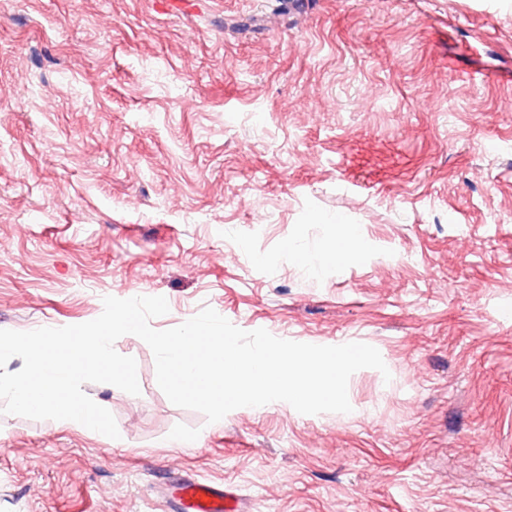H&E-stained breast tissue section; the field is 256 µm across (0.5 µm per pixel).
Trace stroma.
<instances>
[{
	"label": "stroma",
	"instance_id": "stroma-1",
	"mask_svg": "<svg viewBox=\"0 0 512 512\" xmlns=\"http://www.w3.org/2000/svg\"><path fill=\"white\" fill-rule=\"evenodd\" d=\"M107 296L387 370L348 413L214 425L122 336L140 395L83 386L119 438L0 413V512H168L190 478L244 512H512V0H0V329Z\"/></svg>",
	"mask_w": 512,
	"mask_h": 512
}]
</instances>
